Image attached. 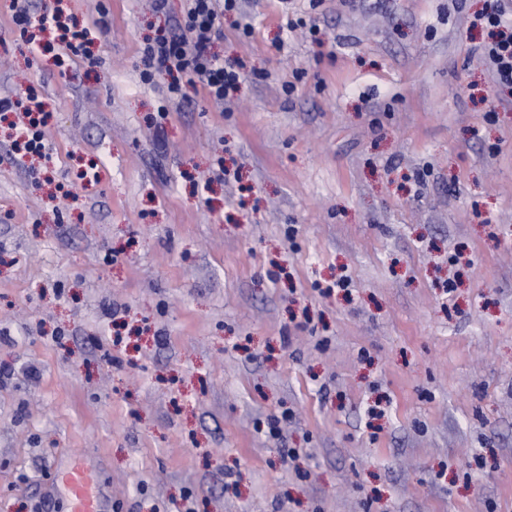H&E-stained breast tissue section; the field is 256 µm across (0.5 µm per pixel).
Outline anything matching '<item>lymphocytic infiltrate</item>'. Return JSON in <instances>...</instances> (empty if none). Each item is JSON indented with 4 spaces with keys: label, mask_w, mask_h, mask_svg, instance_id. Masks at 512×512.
<instances>
[{
    "label": "lymphocytic infiltrate",
    "mask_w": 512,
    "mask_h": 512,
    "mask_svg": "<svg viewBox=\"0 0 512 512\" xmlns=\"http://www.w3.org/2000/svg\"><path fill=\"white\" fill-rule=\"evenodd\" d=\"M511 7L512 0H495L493 6L478 17L491 35L490 42L483 45L480 52L488 60L496 83L509 87H512V20L507 17V10ZM239 8L240 0H187L176 30L161 32L145 46L141 56L143 81L166 79V93L172 100H185L187 87L198 85L214 102L226 103L240 84L242 64L224 60L215 45L224 38L225 14L237 12ZM12 21L31 44L36 41L33 29L61 27L59 43L62 47L82 59L92 57L87 31L62 26L60 9L38 11L31 0H21L20 6L14 9ZM0 112H13L18 116L12 125L13 154L48 157L45 138L48 115L34 89H27L25 96L16 100L1 97Z\"/></svg>",
    "instance_id": "lymphocytic-infiltrate-1"
}]
</instances>
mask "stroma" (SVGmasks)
<instances>
[{"mask_svg": "<svg viewBox=\"0 0 512 512\" xmlns=\"http://www.w3.org/2000/svg\"><path fill=\"white\" fill-rule=\"evenodd\" d=\"M489 2L243 0L225 108L140 79L184 0H34L92 65L0 0V98L42 92L53 152L13 158L0 121V512H67L75 455L106 512H512ZM18 2H22L18 6ZM14 13L12 14L13 23L20 28L21 35H28L27 42L29 44L37 43L36 36L31 31L38 28L46 29L47 26H55L62 31L59 36V45L67 49L74 56H79L88 61L89 64L95 63V58L91 54L87 45L91 43L88 38L86 29L78 30L76 27L71 29L61 22V9L53 8L52 11L47 7H43L42 13L33 9L30 0H14Z\"/></svg>", "mask_w": 512, "mask_h": 512, "instance_id": "1", "label": "stroma"}]
</instances>
